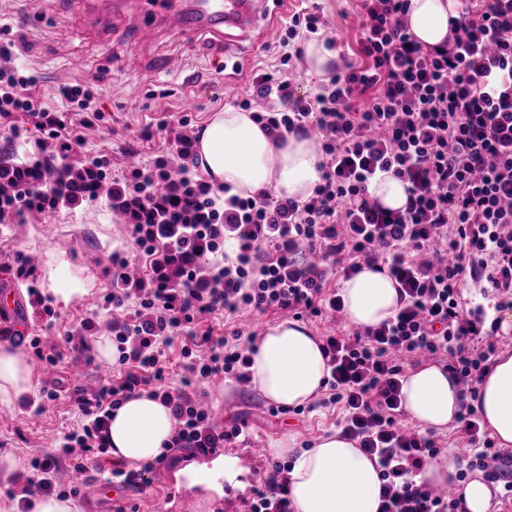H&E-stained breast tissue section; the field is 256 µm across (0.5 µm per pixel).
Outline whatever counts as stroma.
<instances>
[{
  "label": "stroma",
  "mask_w": 512,
  "mask_h": 512,
  "mask_svg": "<svg viewBox=\"0 0 512 512\" xmlns=\"http://www.w3.org/2000/svg\"><path fill=\"white\" fill-rule=\"evenodd\" d=\"M310 4L324 14L328 22L325 35L334 40L339 58L359 59L361 0H310ZM151 9L150 0H0V26L8 25L15 36L24 38V60L39 77L35 94L46 107L61 106L53 95L54 73L59 69L71 79L92 83L101 90L100 132L88 140L87 147L107 156L114 173L126 168L128 156L149 164L165 150L161 138L139 139L142 128L182 116L189 117L195 127H203L211 112L234 107L236 101L249 96L254 74H275L281 68L275 49L280 32L276 26L264 30L262 49L253 50L245 43L229 59L212 53L206 35H197L190 47L163 26L158 27L153 41L133 43L125 33L129 15ZM134 52L144 61L135 74L126 66ZM171 57L182 58V70L163 71L164 61ZM61 239L73 243L65 258L72 276L84 283L87 293L69 306H55V328L47 327L45 316L36 315L34 333L38 336L51 331L61 334L93 318L109 286L105 274L109 254L115 249H133L108 200L101 197L71 211H47L24 224L0 225V278H14L16 253L39 257L33 280L41 295H48V270ZM59 348L63 359L58 374L67 385L61 398L46 403L39 412L30 405L0 410V452L10 451L24 464L32 457L55 452L57 442L74 426L77 398L70 385L91 387L110 372V362L98 358L85 362L64 342ZM200 389L210 404L226 405L231 415L247 424L245 440L226 445L225 456H247L257 444L266 450L263 458L242 470L240 480L245 488L240 497L202 485L191 487V494L201 502V512H245L246 499L252 498L266 469L276 460L272 447L282 444L296 453L312 448L321 435L336 429L342 417L336 404L301 413L293 407L277 410L252 385H239L219 376L201 384ZM212 463V458L189 448L171 450L150 487L134 496L133 505L138 512H174L170 495L178 486H163V477Z\"/></svg>",
  "instance_id": "obj_1"
}]
</instances>
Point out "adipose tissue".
Returning a JSON list of instances; mask_svg holds the SVG:
<instances>
[{"label":"adipose tissue","mask_w":512,"mask_h":512,"mask_svg":"<svg viewBox=\"0 0 512 512\" xmlns=\"http://www.w3.org/2000/svg\"><path fill=\"white\" fill-rule=\"evenodd\" d=\"M458 0H412L407 23L422 45L447 41ZM202 172L229 195L248 197L261 190L306 198L319 179L322 153L315 139L291 135L276 143L251 113L226 108L210 113L197 145ZM344 313L358 327L375 326L399 307L396 284L388 276L363 269L342 280ZM322 343L299 321L285 319L257 338L248 372L253 387L283 407L317 398L327 375ZM35 395L33 368L9 346L0 347V410H11ZM405 412L430 431L442 432L460 408V385L443 365L425 362L404 379ZM471 403L501 447H512V353L491 365ZM175 432L170 409L148 395L115 410L108 443L116 458L148 462L158 457ZM293 512H378L380 480L370 457L340 431L326 432L314 448L295 458L288 474Z\"/></svg>","instance_id":"obj_1"}]
</instances>
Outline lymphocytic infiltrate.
I'll return each instance as SVG.
<instances>
[{"label": "lymphocytic infiltrate", "instance_id": "lymphocytic-infiltrate-1", "mask_svg": "<svg viewBox=\"0 0 512 512\" xmlns=\"http://www.w3.org/2000/svg\"><path fill=\"white\" fill-rule=\"evenodd\" d=\"M411 0H363L361 61L344 62L311 94H298L288 76L253 78L262 106L243 99L254 120L274 140L316 133L325 155L311 195L298 200L261 191L224 198L198 166L197 136L188 118L159 121L170 150L115 175L106 156L86 149L68 130L69 115L90 112L99 96L86 82L58 86L63 110L39 103L38 77L21 66L15 40L0 39V117L23 112L44 133L38 157L0 158V223L57 208L76 209L107 195L127 227L142 274L112 253L107 329L124 374L78 398L79 424L56 452L33 458L30 474L8 489L19 512L32 496H77L57 474L74 458L86 482L115 478L137 490L151 484L158 462L135 468L106 466V430L123 402L149 394L175 420L174 448L200 454L235 442L245 422L218 426L197 392L216 376L249 383L250 346L240 331L215 333L208 319L244 309H275L301 319H335L344 311L335 276L369 268L395 281L400 306L375 327L337 331L323 338L330 368L329 403L340 405L342 435L376 461L380 512H464L462 496L438 491L425 477L444 450L432 432L400 427L404 363L444 356L474 394L495 351L483 314L465 310L466 279L483 282L512 310V0H461L450 37L438 47L410 33ZM327 22L309 9L295 11L278 37L281 65L296 69L301 51L292 43L321 34ZM82 152L80 167L68 157ZM407 185L403 209L390 210L369 194L381 174ZM186 335L181 385L164 386L166 348ZM467 448L455 464L502 482L512 501V452L498 449L482 431L475 410L461 403L457 418ZM286 468L274 464L254 489L248 512H292Z\"/></svg>", "mask_w": 512, "mask_h": 512}]
</instances>
